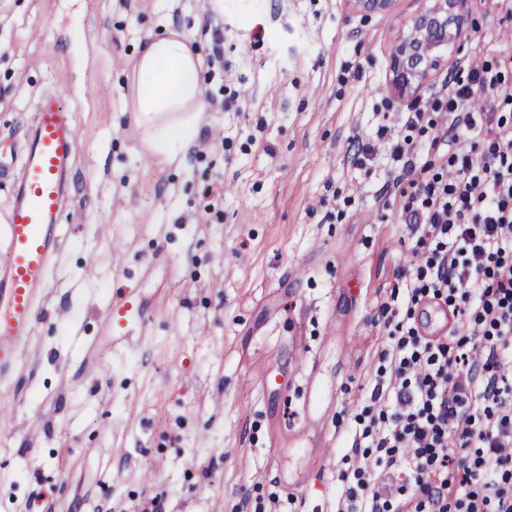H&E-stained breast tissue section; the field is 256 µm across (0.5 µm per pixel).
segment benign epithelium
I'll return each mask as SVG.
<instances>
[{
	"mask_svg": "<svg viewBox=\"0 0 512 512\" xmlns=\"http://www.w3.org/2000/svg\"><path fill=\"white\" fill-rule=\"evenodd\" d=\"M363 18L386 14L393 0H350ZM421 6L404 24L395 46L391 69L393 83L400 92L419 88L445 62V52L460 45L466 19L463 0H420Z\"/></svg>",
	"mask_w": 512,
	"mask_h": 512,
	"instance_id": "1",
	"label": "benign epithelium"
}]
</instances>
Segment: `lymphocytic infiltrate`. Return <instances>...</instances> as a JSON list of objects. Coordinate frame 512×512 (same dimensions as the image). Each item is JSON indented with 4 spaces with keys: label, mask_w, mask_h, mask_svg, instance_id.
Masks as SVG:
<instances>
[{
    "label": "lymphocytic infiltrate",
    "mask_w": 512,
    "mask_h": 512,
    "mask_svg": "<svg viewBox=\"0 0 512 512\" xmlns=\"http://www.w3.org/2000/svg\"><path fill=\"white\" fill-rule=\"evenodd\" d=\"M512 56L452 66L445 98L411 102L402 132L353 140L364 168L387 144L412 236L373 323L369 397L347 431L336 512H512ZM424 143H416V135ZM447 151L446 167L411 161ZM456 318L423 336L427 301Z\"/></svg>",
    "instance_id": "lymphocytic-infiltrate-1"
}]
</instances>
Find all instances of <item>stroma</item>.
Segmentation results:
<instances>
[{"instance_id": "obj_1", "label": "stroma", "mask_w": 512, "mask_h": 512, "mask_svg": "<svg viewBox=\"0 0 512 512\" xmlns=\"http://www.w3.org/2000/svg\"><path fill=\"white\" fill-rule=\"evenodd\" d=\"M417 0L362 20L349 0H0V161L56 88L82 133L72 205L28 358L0 409V512H331L336 423L359 411L385 329L371 314L410 239L391 162L356 168L353 137L395 124L442 76L398 93L391 53ZM475 47L512 55L506 0H465ZM170 26L221 54L181 171L145 147L124 67ZM222 28L221 42L212 31ZM265 29L263 40L254 37ZM153 309L134 350L103 344L113 288ZM317 360L333 412L286 427ZM286 378L265 386L268 371Z\"/></svg>"}]
</instances>
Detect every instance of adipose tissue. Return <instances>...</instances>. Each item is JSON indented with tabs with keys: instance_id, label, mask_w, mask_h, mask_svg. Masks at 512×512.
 <instances>
[{
	"instance_id": "obj_1",
	"label": "adipose tissue",
	"mask_w": 512,
	"mask_h": 512,
	"mask_svg": "<svg viewBox=\"0 0 512 512\" xmlns=\"http://www.w3.org/2000/svg\"><path fill=\"white\" fill-rule=\"evenodd\" d=\"M202 57L180 31L169 28L141 47L132 67L136 120L144 142L164 166L184 163L204 110Z\"/></svg>"
}]
</instances>
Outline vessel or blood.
<instances>
[{"label": "vessel or blood", "instance_id": "1", "mask_svg": "<svg viewBox=\"0 0 512 512\" xmlns=\"http://www.w3.org/2000/svg\"><path fill=\"white\" fill-rule=\"evenodd\" d=\"M35 122L25 133L22 165L11 178L7 222L0 226V386L12 380L34 334L51 264L62 246V216L69 205L80 132L61 93L41 94ZM104 334L123 351L146 337L152 320L139 285L116 289L103 309Z\"/></svg>", "mask_w": 512, "mask_h": 512}]
</instances>
